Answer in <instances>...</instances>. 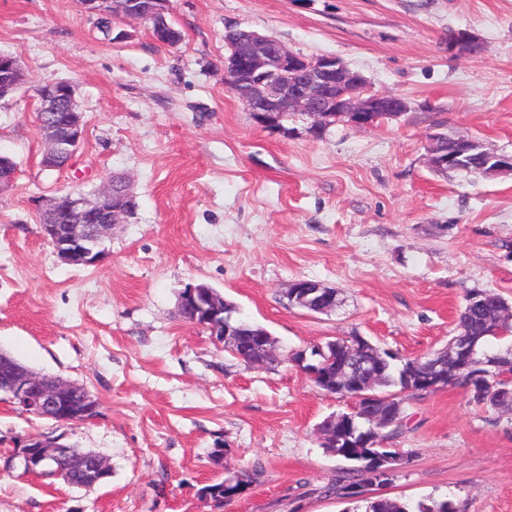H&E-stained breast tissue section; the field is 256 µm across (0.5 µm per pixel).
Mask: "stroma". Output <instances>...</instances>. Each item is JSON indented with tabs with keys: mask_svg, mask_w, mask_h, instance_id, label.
Masks as SVG:
<instances>
[{
	"mask_svg": "<svg viewBox=\"0 0 512 512\" xmlns=\"http://www.w3.org/2000/svg\"><path fill=\"white\" fill-rule=\"evenodd\" d=\"M170 17L183 39L163 46L143 22L116 18L104 34L76 0H0V54L27 76L0 99V153L17 165L0 190V351L101 404L71 425L0 400V454L59 436L112 469L92 491L0 469V512H342L327 488L343 462L318 426L351 402L287 356L362 336L414 358L447 345L470 292L512 300V175L428 164L436 132L512 152V0H172ZM236 25L336 57L409 109L319 137L302 116L289 135L265 129L224 84ZM452 29L474 32L482 55L449 56ZM61 80L85 135L49 171L33 89ZM115 175L133 217L113 227L103 262L65 264L41 232L45 200ZM296 279L336 289L340 306H290ZM197 283L271 332L272 364L235 359L179 317V292ZM406 414L383 442L412 454L387 497L512 512V411L450 387L408 400ZM228 468L256 480L224 505L203 498Z\"/></svg>",
	"mask_w": 512,
	"mask_h": 512,
	"instance_id": "1",
	"label": "stroma"
}]
</instances>
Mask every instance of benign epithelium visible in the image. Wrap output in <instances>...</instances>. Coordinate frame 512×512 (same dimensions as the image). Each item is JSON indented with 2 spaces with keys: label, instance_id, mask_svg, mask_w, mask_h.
<instances>
[{
  "label": "benign epithelium",
  "instance_id": "1",
  "mask_svg": "<svg viewBox=\"0 0 512 512\" xmlns=\"http://www.w3.org/2000/svg\"><path fill=\"white\" fill-rule=\"evenodd\" d=\"M80 8L97 18H122L150 25L153 39L161 45H173L178 31L169 22L170 0H77ZM479 38L461 29L448 41V54L476 58L481 54ZM24 84V72L18 60L0 54V98ZM224 84L239 99L258 124L288 134L290 114H304L311 119L312 131L325 127L330 118L345 120L356 127H366L378 120L377 113L397 117L408 110L407 101L396 94L375 93L367 79L349 69L334 56L304 57L288 49L272 36L256 31L238 40L224 58ZM39 111L46 117L39 121L41 132L50 136L53 149L43 156L42 166L55 169L68 165L76 156L84 134L83 114L77 108L74 87L60 81L38 87ZM67 109L64 121L52 113ZM428 162L437 172L457 169L470 160L466 151L450 155L441 144L440 135L430 137ZM477 174L485 177L512 172V153L483 150L474 162ZM80 194L68 197L71 216L69 224L42 222L41 231L64 263L75 267L98 264L105 255L104 239L112 225L122 223L129 207H121L112 198V184L98 192V209ZM334 295L336 290L315 281H293L285 296L299 302H311L320 295ZM190 306L202 318L201 327L222 332L217 341L231 350L235 327L224 318L221 308L200 284H188L179 294L178 306ZM456 352L462 367L477 363L481 375L505 382L496 393L512 394V376L504 372L505 356L478 351L476 344L460 341ZM448 380V369L438 360L426 367L428 389L438 391ZM0 394L29 414L57 422L82 423L95 418L100 411L99 400L86 388L62 379L41 382L27 369L14 365L0 382ZM67 448L56 438L31 437L17 445L4 459L3 468L21 467L35 474ZM80 471L89 479L99 481L111 474L106 459L98 453L76 456Z\"/></svg>",
  "mask_w": 512,
  "mask_h": 512
}]
</instances>
